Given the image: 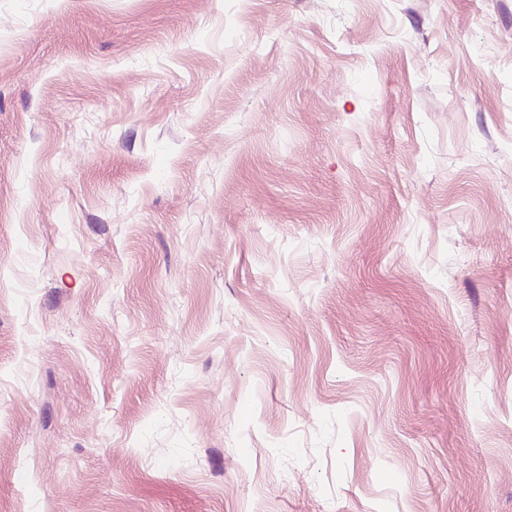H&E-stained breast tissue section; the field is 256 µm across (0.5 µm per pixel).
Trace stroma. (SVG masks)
<instances>
[{
    "instance_id": "obj_1",
    "label": "stroma",
    "mask_w": 512,
    "mask_h": 512,
    "mask_svg": "<svg viewBox=\"0 0 512 512\" xmlns=\"http://www.w3.org/2000/svg\"><path fill=\"white\" fill-rule=\"evenodd\" d=\"M0 512H512V0H0Z\"/></svg>"
}]
</instances>
